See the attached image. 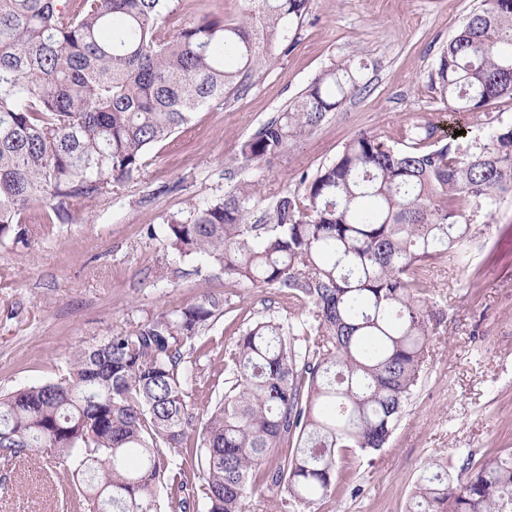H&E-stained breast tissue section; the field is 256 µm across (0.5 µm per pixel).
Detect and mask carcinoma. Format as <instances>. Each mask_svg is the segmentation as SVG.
Wrapping results in <instances>:
<instances>
[{"label": "carcinoma", "mask_w": 512, "mask_h": 512, "mask_svg": "<svg viewBox=\"0 0 512 512\" xmlns=\"http://www.w3.org/2000/svg\"><path fill=\"white\" fill-rule=\"evenodd\" d=\"M66 2L0 0V240L29 236L36 203L58 216L54 202L83 207L139 175L153 146L267 63L309 4L249 0L238 21L167 34L176 0ZM431 84L448 111L484 117V139L462 146L417 124L393 146L361 132L301 178V195L274 199L266 224L248 223L258 180L164 224L176 257L313 307L310 320L242 332L224 397L201 413L191 401L200 383L185 346L223 307L204 294L86 342L54 380L0 395V459L65 463L68 512H161L163 490L169 512L192 499L243 512L258 479L302 504L330 495L336 449L384 447L418 385L427 266L465 262L480 219L512 197V123L485 111L512 98V0H478ZM363 89L349 64L325 71L242 144V164L279 154ZM408 512H512V453L468 454L455 477L425 471Z\"/></svg>", "instance_id": "carcinoma-1"}]
</instances>
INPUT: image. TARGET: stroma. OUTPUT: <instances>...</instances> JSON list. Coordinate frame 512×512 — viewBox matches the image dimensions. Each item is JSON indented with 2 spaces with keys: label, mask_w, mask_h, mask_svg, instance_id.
Instances as JSON below:
<instances>
[{
  "label": "stroma",
  "mask_w": 512,
  "mask_h": 512,
  "mask_svg": "<svg viewBox=\"0 0 512 512\" xmlns=\"http://www.w3.org/2000/svg\"><path fill=\"white\" fill-rule=\"evenodd\" d=\"M474 0H310L274 58L224 102L196 112L156 144L140 176L114 187L69 222L44 225L27 242L0 241V391L56 378L79 345L131 331L144 319L203 294L222 298L213 328L193 340L205 386L192 400L212 404L224 391V363L253 322L273 315L309 317L310 305L274 288L224 279L202 262L179 261L162 236L171 217L187 218L224 198L244 179L263 192L249 222L264 220L275 196L296 193L361 132L395 143L417 123L440 130L479 129L473 116L448 112L430 76ZM246 0H181L174 25L232 20ZM349 63L366 92L347 99L320 125L289 141L270 160L244 167L242 143L283 112L315 77ZM171 193L156 195L158 186ZM430 323L422 380L389 443L365 453L340 449L330 496L289 502L270 484H255L245 512H407L418 476L456 470L462 454L512 450V199L506 200L468 260L439 259L424 294ZM62 512L35 468L0 469V512Z\"/></svg>",
  "instance_id": "stroma-1"
}]
</instances>
